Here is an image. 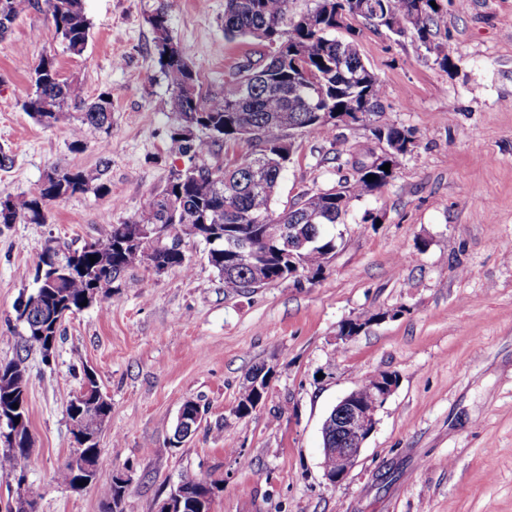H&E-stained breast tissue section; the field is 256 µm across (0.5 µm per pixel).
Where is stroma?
<instances>
[{
  "mask_svg": "<svg viewBox=\"0 0 512 512\" xmlns=\"http://www.w3.org/2000/svg\"><path fill=\"white\" fill-rule=\"evenodd\" d=\"M161 0H85L82 55L29 12L0 40V196L36 193L54 166L90 172L111 160L108 191L57 205L48 223L0 224V363L26 352L33 452L25 488L37 512H102L100 488L127 469L123 512H156L179 473L214 480L211 512H512V0H441L434 41L448 66L411 37L359 21L363 62L380 79L381 121L413 132L389 183L354 202L331 232L336 253L315 280L289 278L225 292L204 241L186 263L142 265L104 300L69 316L50 361L23 349L16 305L31 294L48 241L81 246L137 214L187 160L172 153V93L148 22ZM170 32L203 96L264 46L226 40L224 0H163ZM55 55L61 79L87 99L112 94V133L84 130L70 111L47 127L24 112L33 63ZM274 211L335 184L337 160L380 153L360 126L336 138L293 137ZM360 320L349 340L339 327ZM270 374L263 403L235 412L246 374ZM91 369L112 413L100 435L97 480L73 490L56 471L74 452L66 407ZM392 373L395 391L352 473L330 485L320 428L366 377ZM205 417L171 438L184 400Z\"/></svg>",
  "mask_w": 512,
  "mask_h": 512,
  "instance_id": "35a3bbf8",
  "label": "stroma"
}]
</instances>
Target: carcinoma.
Returning <instances> with one entry per match:
<instances>
[{"label":"carcinoma","mask_w":512,"mask_h":512,"mask_svg":"<svg viewBox=\"0 0 512 512\" xmlns=\"http://www.w3.org/2000/svg\"><path fill=\"white\" fill-rule=\"evenodd\" d=\"M433 1L440 2L316 0L312 9L296 18L290 14V0H225L224 37L265 41L270 51L243 61L225 77L224 93L208 99L202 97L196 72L170 34L167 5L159 4L149 22L160 71L172 90L177 114V123L169 132L170 149L188 158L190 165L174 173L136 215L111 225L105 239L71 250L83 271L57 281L48 280L44 273L38 277V287L19 304L24 343L37 345L41 331L58 336L65 315L83 309L81 303L91 287L106 296L126 270L147 263L136 245L121 240L132 234L136 225L145 223V215L151 213L158 223L172 227L182 223V212L186 211L194 216V223L204 225L201 238L208 245V261L229 293L286 279L296 269L313 279L320 275L336 251V238L327 234L326 228L341 223L340 210L349 209L352 201L385 187L392 172L380 165L339 162L338 193L326 189L306 192L296 205L277 214L272 205L281 174L290 161L288 141L298 131L323 136L334 133L338 124L317 115L328 109L352 117L361 114V126L372 139L390 149L410 151L414 145L411 131L374 120L381 113L383 87L362 61L356 45L337 39L335 33L351 28V22L359 19L375 22L397 36L413 37L435 51L440 63L446 65L451 48L432 40L433 28L443 17L442 8L432 7ZM31 11L50 19L53 39L61 41L70 53L84 52L90 20L83 0H0V39L8 35L21 15ZM31 80L33 91L27 94L23 109L38 123L51 126L64 112L78 113L72 150L84 148L86 126L111 135L110 92L103 91L95 101H87L79 83L60 78L55 56L49 52L32 67ZM282 116L288 117V124L280 122ZM198 130L207 132L212 142L232 149L224 165L194 164L204 145L194 135ZM265 151L278 155L280 161L267 168L263 182L257 184L252 178ZM109 164V158L102 157L93 174L53 168L57 181L37 193L4 197L10 216L2 215L0 205V224H45L55 204L90 190L106 193L103 176ZM369 175L376 179L367 180ZM272 220L296 224L305 236L313 235L315 240L290 259L261 234L262 223ZM241 236L256 245L255 253L228 255L227 241ZM91 256L96 258L93 263ZM27 383L22 360L0 364V402L10 398L26 403ZM102 411H112V405L96 386L85 402V413L93 416ZM0 421L6 426L5 442H16V447L0 451V476L20 484L26 478L32 443L27 409H21L14 419L6 415ZM214 488L215 482L192 470L183 471L175 485L178 494L197 504L196 512H210ZM101 498L103 512H123L125 495L112 483L101 487Z\"/></svg>","instance_id":"cac0c4a2"}]
</instances>
